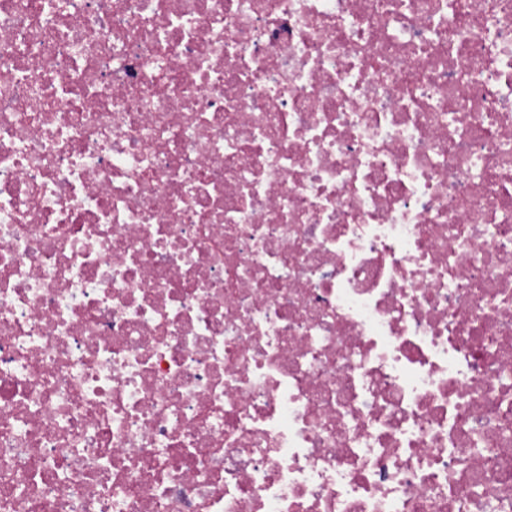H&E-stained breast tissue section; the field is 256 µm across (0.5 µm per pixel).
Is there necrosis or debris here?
<instances>
[{"instance_id": "4bbe7bcc", "label": "necrosis or debris", "mask_w": 512, "mask_h": 512, "mask_svg": "<svg viewBox=\"0 0 512 512\" xmlns=\"http://www.w3.org/2000/svg\"><path fill=\"white\" fill-rule=\"evenodd\" d=\"M0 512H512V0H0Z\"/></svg>"}]
</instances>
